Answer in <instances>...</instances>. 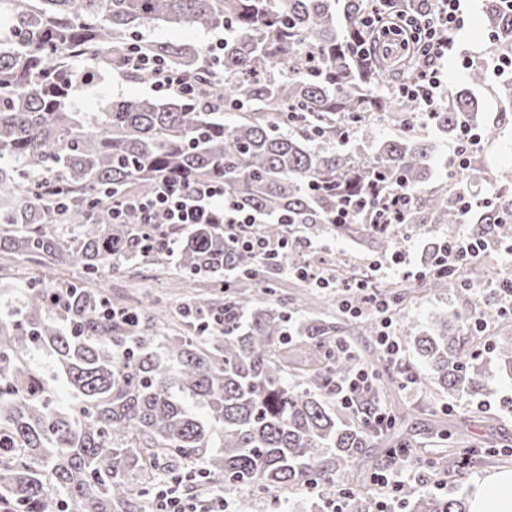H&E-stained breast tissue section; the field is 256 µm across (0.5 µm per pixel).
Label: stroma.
<instances>
[{"instance_id": "stroma-1", "label": "stroma", "mask_w": 512, "mask_h": 512, "mask_svg": "<svg viewBox=\"0 0 512 512\" xmlns=\"http://www.w3.org/2000/svg\"><path fill=\"white\" fill-rule=\"evenodd\" d=\"M479 96L486 107V117L498 121L501 134L497 141L482 143L480 154L493 172L512 169V113L501 112L491 87L480 89ZM289 240H302L306 245L305 256L332 254L340 274L349 278L368 272L372 261L371 252L336 236L319 231L316 233L292 232ZM490 270L479 288L471 293L455 291H429L407 299L406 313L398 322L404 353L401 372L416 377L412 391L395 388L393 395L401 402L415 407L413 426L417 438L423 441L429 455L440 450L439 442L432 439V432L444 430L459 433L467 441L472 452L464 473L453 476L451 484L442 490L443 498H468L476 482L488 474L512 468V376L500 373L478 394L451 393L439 385L427 383L428 368L419 357L414 345L415 336L426 329L432 314L441 309H453L469 317L478 316L488 304L497 303L499 290L497 279L506 261L499 248H488L483 258ZM146 263H139L127 271L114 274L110 289L113 295H140L146 292H162L168 308H176L184 294L183 288L156 281L147 275ZM278 294L282 297H298L304 294L314 298V311L320 316L337 318L345 337L354 345L363 359L379 356L373 336L364 334L359 319L341 312L336 304L337 291L333 288H309L307 283L289 271L278 276ZM200 498L218 497L230 506H237L240 499H247L249 512H274L273 494L251 488H228L220 482L199 487Z\"/></svg>"}]
</instances>
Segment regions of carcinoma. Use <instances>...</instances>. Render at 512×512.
I'll use <instances>...</instances> for the list:
<instances>
[{
	"label": "carcinoma",
	"instance_id": "obj_1",
	"mask_svg": "<svg viewBox=\"0 0 512 512\" xmlns=\"http://www.w3.org/2000/svg\"><path fill=\"white\" fill-rule=\"evenodd\" d=\"M371 0H0V271L23 276L12 309L0 317V512H137L158 480L194 490L210 478L269 492L315 479L330 497L351 473V503L363 508L371 470L363 450L388 440L382 462L411 444L404 415L379 433L369 419L393 376H378L354 408L340 414L336 384L362 363L336 353L338 322L319 316L296 328L288 349V299L277 295L282 264L239 248L222 224L177 229L163 213L152 223L124 209L163 181L191 199L207 185L286 238L312 226L392 255L403 230L429 237L430 225L462 220L459 191L425 189L429 141L416 133L418 107L396 89L423 66L410 51L391 82L378 55L362 60L355 43L376 42L363 28ZM494 52L512 56V10L485 0ZM224 29L221 69L211 72L190 43L145 40L149 23ZM165 61L199 82L197 93L167 98L102 97L88 112L76 95L103 84L131 51ZM280 72L278 80L271 78ZM489 78L482 62L448 90L426 122L454 137L476 126V91ZM501 111L512 112V76L497 82ZM236 117L224 124V115ZM388 121L400 133L371 157L345 146ZM503 204L473 209V234L512 239V174L495 176ZM400 185L411 194L401 223L376 231L377 212ZM355 212L336 221L341 203ZM151 261L153 277L188 288L176 311L150 301H112V273ZM69 266L79 279L52 285L29 265ZM453 287L430 274L419 289ZM72 288L68 304L50 296ZM116 315L106 318L105 309ZM219 315L224 328H209ZM173 336L158 342L165 320ZM434 333L418 341L430 378L450 392H477L492 371L468 354L455 310L431 316ZM35 351L52 359L45 371ZM512 370V336L497 346ZM68 397L62 398L57 384ZM459 440L439 466L459 468ZM405 486L412 512H468L460 499L422 496Z\"/></svg>",
	"mask_w": 512,
	"mask_h": 512
}]
</instances>
